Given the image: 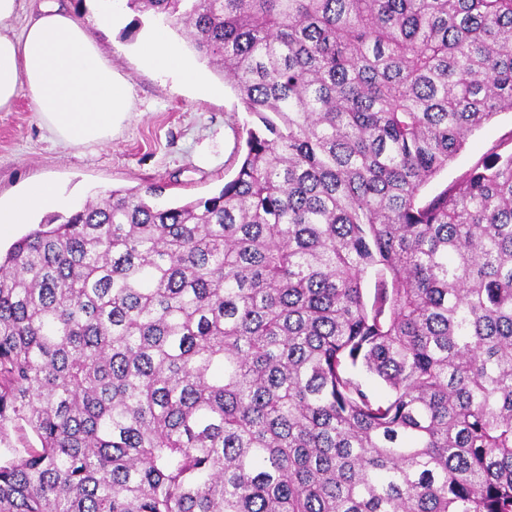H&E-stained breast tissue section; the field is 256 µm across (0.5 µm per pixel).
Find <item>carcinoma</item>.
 <instances>
[{
  "mask_svg": "<svg viewBox=\"0 0 512 512\" xmlns=\"http://www.w3.org/2000/svg\"><path fill=\"white\" fill-rule=\"evenodd\" d=\"M126 6L230 84L242 159L0 256V512H512V152L424 195L512 112V0Z\"/></svg>",
  "mask_w": 512,
  "mask_h": 512,
  "instance_id": "cac0c4a2",
  "label": "carcinoma"
}]
</instances>
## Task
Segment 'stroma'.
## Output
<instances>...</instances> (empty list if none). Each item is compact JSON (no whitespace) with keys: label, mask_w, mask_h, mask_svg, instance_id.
<instances>
[{"label":"stroma","mask_w":512,"mask_h":512,"mask_svg":"<svg viewBox=\"0 0 512 512\" xmlns=\"http://www.w3.org/2000/svg\"><path fill=\"white\" fill-rule=\"evenodd\" d=\"M88 24L113 67L129 81L132 110L112 139L62 146L49 139L27 96L0 112V206L42 180L54 182L75 204L147 182L166 186L160 202L171 205L217 193L236 172L246 119L232 88L207 61L194 63L222 96L187 87L146 69L138 42L153 27L151 14L122 9L114 25L100 21L99 0H60ZM512 134V112L496 115L469 138L464 150L429 186L438 191L459 181L483 155Z\"/></svg>","instance_id":"stroma-1"}]
</instances>
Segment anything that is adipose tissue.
I'll return each instance as SVG.
<instances>
[{
	"label": "adipose tissue",
	"instance_id": "obj_1",
	"mask_svg": "<svg viewBox=\"0 0 512 512\" xmlns=\"http://www.w3.org/2000/svg\"><path fill=\"white\" fill-rule=\"evenodd\" d=\"M17 0H0V112L11 111L27 93L35 112L63 145L100 143L131 109L130 85L104 55L90 28L68 8H40L21 33L11 21ZM143 63L187 85H198L201 73L180 44L163 29H150L139 48ZM64 197L42 182L0 207V235L22 223L36 209L63 205Z\"/></svg>",
	"mask_w": 512,
	"mask_h": 512
}]
</instances>
